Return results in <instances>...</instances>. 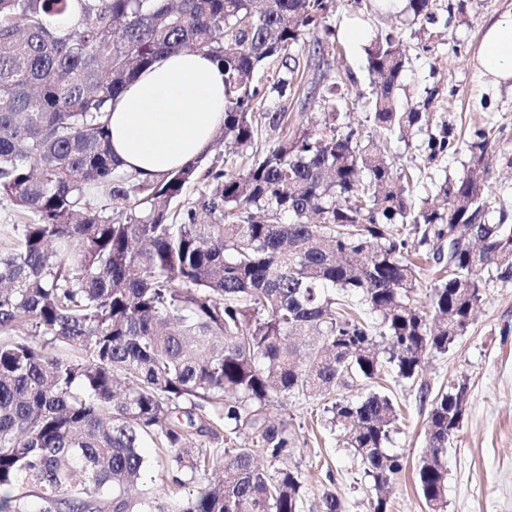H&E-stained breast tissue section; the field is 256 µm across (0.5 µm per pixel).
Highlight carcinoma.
<instances>
[{
	"mask_svg": "<svg viewBox=\"0 0 512 512\" xmlns=\"http://www.w3.org/2000/svg\"><path fill=\"white\" fill-rule=\"evenodd\" d=\"M434 2L407 0L422 30ZM334 8L0 0V199L17 217L0 224V490L37 488L36 512H166L131 494L149 439L164 452L172 512H299L298 474L257 460L288 455L266 406L297 393L324 401L371 479L373 512H388L385 489L405 469L387 450L398 411L380 390L344 391L390 368L414 380L426 355L448 352L487 280L512 273V224L505 211L489 221L476 175L484 131L467 170L440 184L446 207L416 209L404 176L346 122L336 87L318 96L320 126L289 120L288 97L302 92L297 48L316 33L329 50ZM180 50L224 66L218 140L243 168L197 161L153 181L118 171L108 112L142 69ZM367 64L376 127L401 140L422 131L420 108L397 107L400 40L375 35ZM427 150L430 160L457 150L452 130L430 135ZM463 229L471 243L444 261L435 241ZM423 289L427 312L413 304ZM458 383L428 416L416 477L429 512H446L448 445L466 410ZM243 429L250 448L237 445ZM218 456L224 479L199 485ZM0 512L30 510L6 493Z\"/></svg>",
	"mask_w": 512,
	"mask_h": 512,
	"instance_id": "1",
	"label": "carcinoma"
}]
</instances>
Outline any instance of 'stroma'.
Here are the masks:
<instances>
[{"label":"stroma","instance_id":"obj_1","mask_svg":"<svg viewBox=\"0 0 512 512\" xmlns=\"http://www.w3.org/2000/svg\"><path fill=\"white\" fill-rule=\"evenodd\" d=\"M405 7L404 0L392 7L384 0H336L328 23L338 30L356 20L364 28L396 35L405 47L407 63L397 95L403 107L425 106L426 126L392 146L396 167L410 177L413 206L438 203L440 184L466 171V145L483 130L490 139L491 205L512 213V89L485 87L474 69L484 28L495 14L511 10L512 0H436V22L423 33ZM336 45L335 55L320 61L317 84H337L348 121L363 139L387 140V131L369 118L375 85L364 43L340 37ZM444 126L453 129L460 148L427 160L428 136ZM460 377L469 384V397L448 448L447 512H512V276L489 280L467 331L447 353L428 357L416 380L387 373L384 391L399 413L389 450L405 461L390 487V512H428L415 473L426 447L429 398ZM266 413L288 424L292 443L280 465L301 476L300 512H321L329 491L337 493L345 512H372L374 492L360 460L332 431L320 400L275 397Z\"/></svg>","mask_w":512,"mask_h":512}]
</instances>
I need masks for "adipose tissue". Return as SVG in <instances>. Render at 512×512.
I'll use <instances>...</instances> for the list:
<instances>
[{
  "instance_id": "obj_1",
  "label": "adipose tissue",
  "mask_w": 512,
  "mask_h": 512,
  "mask_svg": "<svg viewBox=\"0 0 512 512\" xmlns=\"http://www.w3.org/2000/svg\"><path fill=\"white\" fill-rule=\"evenodd\" d=\"M492 87H512V9L485 29L477 57ZM118 170L155 180L204 159L224 125V69L183 50L158 59L128 84L108 115Z\"/></svg>"
}]
</instances>
